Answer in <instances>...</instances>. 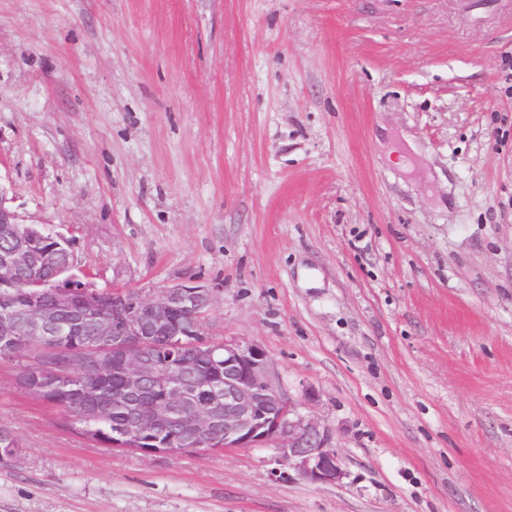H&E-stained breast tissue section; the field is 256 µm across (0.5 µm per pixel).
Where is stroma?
Returning <instances> with one entry per match:
<instances>
[{"instance_id": "stroma-1", "label": "stroma", "mask_w": 512, "mask_h": 512, "mask_svg": "<svg viewBox=\"0 0 512 512\" xmlns=\"http://www.w3.org/2000/svg\"><path fill=\"white\" fill-rule=\"evenodd\" d=\"M0 194L209 288L347 471L105 448L0 359V512H512V0H0Z\"/></svg>"}]
</instances>
